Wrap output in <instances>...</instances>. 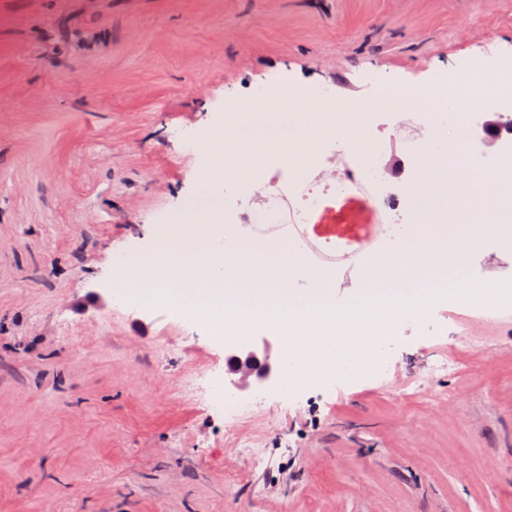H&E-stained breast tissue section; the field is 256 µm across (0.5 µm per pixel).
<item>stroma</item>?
Wrapping results in <instances>:
<instances>
[{"mask_svg": "<svg viewBox=\"0 0 512 512\" xmlns=\"http://www.w3.org/2000/svg\"><path fill=\"white\" fill-rule=\"evenodd\" d=\"M508 54L512 0H0V512H512V309L238 391L202 320L116 286L231 101L284 78L351 109Z\"/></svg>", "mask_w": 512, "mask_h": 512, "instance_id": "35a3bbf8", "label": "stroma"}]
</instances>
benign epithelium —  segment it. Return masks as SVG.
I'll return each instance as SVG.
<instances>
[{
    "label": "benign epithelium",
    "mask_w": 512,
    "mask_h": 512,
    "mask_svg": "<svg viewBox=\"0 0 512 512\" xmlns=\"http://www.w3.org/2000/svg\"><path fill=\"white\" fill-rule=\"evenodd\" d=\"M508 134H512V125L495 112L487 114L483 122L471 131L470 140L476 149L495 153ZM227 364L229 373L233 375L230 385L237 390L252 386L270 388L279 379L277 362L272 359V343L266 336L228 347Z\"/></svg>",
    "instance_id": "benign-epithelium-1"
}]
</instances>
